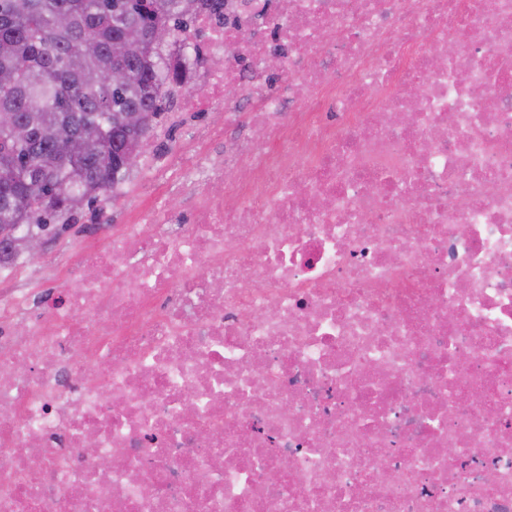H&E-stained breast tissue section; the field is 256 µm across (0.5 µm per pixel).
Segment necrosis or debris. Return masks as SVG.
<instances>
[{
  "label": "necrosis or debris",
  "instance_id": "obj_1",
  "mask_svg": "<svg viewBox=\"0 0 512 512\" xmlns=\"http://www.w3.org/2000/svg\"><path fill=\"white\" fill-rule=\"evenodd\" d=\"M196 25L181 109L247 113L250 177L0 294V512H512V0Z\"/></svg>",
  "mask_w": 512,
  "mask_h": 512
}]
</instances>
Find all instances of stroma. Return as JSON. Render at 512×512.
I'll use <instances>...</instances> for the list:
<instances>
[{
	"label": "stroma",
	"instance_id": "35a3bbf8",
	"mask_svg": "<svg viewBox=\"0 0 512 512\" xmlns=\"http://www.w3.org/2000/svg\"><path fill=\"white\" fill-rule=\"evenodd\" d=\"M218 126L224 127L225 139L211 143L206 153L198 155L201 165L209 156L223 153L225 141L234 140L238 127L225 126L220 109L180 112L172 108L162 113L157 128L144 143L138 166L125 176L123 196L82 207L75 214L74 224L46 233L42 260L31 264L18 259L13 275L0 279V289H27L34 302H41L50 290L63 284L68 267L76 259L72 244L78 237H105L110 225L128 223L133 214L157 202L172 210L189 206V191L179 181L187 162L182 148L200 131Z\"/></svg>",
	"mask_w": 512,
	"mask_h": 512
}]
</instances>
